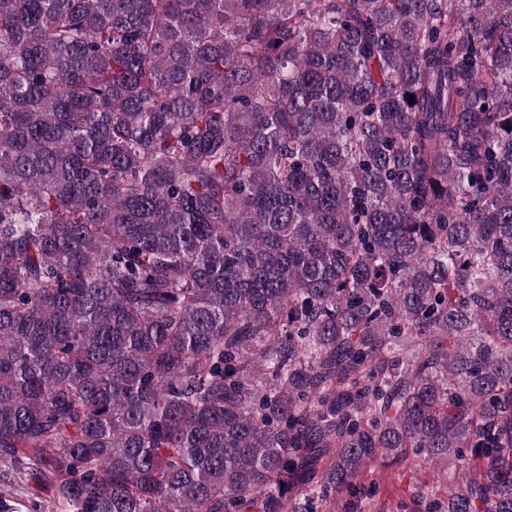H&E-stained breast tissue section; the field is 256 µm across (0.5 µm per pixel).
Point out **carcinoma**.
Masks as SVG:
<instances>
[{
  "mask_svg": "<svg viewBox=\"0 0 512 512\" xmlns=\"http://www.w3.org/2000/svg\"><path fill=\"white\" fill-rule=\"evenodd\" d=\"M512 512V0H0V482L57 512ZM368 476L373 475L378 485L375 496L376 509L374 512H400L398 502L407 501L406 491L416 480H429L432 475L422 459L409 453L406 461L400 467L381 468L378 463L371 467ZM3 491L0 485L1 492L9 495L14 503L17 512H43L52 506V491L47 487L35 488L33 481L27 482L24 479H17L11 488Z\"/></svg>",
  "mask_w": 512,
  "mask_h": 512,
  "instance_id": "1",
  "label": "carcinoma"
}]
</instances>
